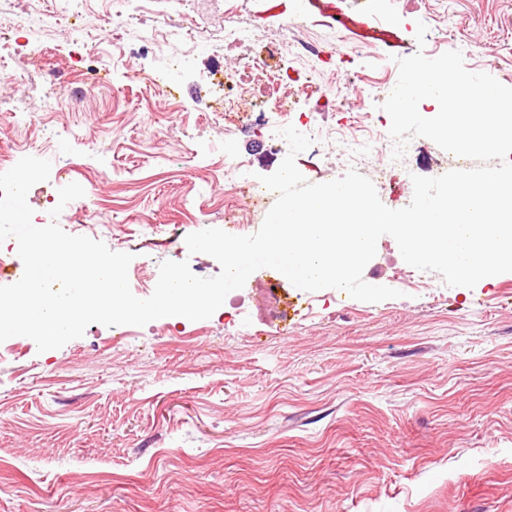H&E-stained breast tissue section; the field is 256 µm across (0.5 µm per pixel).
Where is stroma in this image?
I'll return each mask as SVG.
<instances>
[{
  "instance_id": "35a3bbf8",
  "label": "stroma",
  "mask_w": 512,
  "mask_h": 512,
  "mask_svg": "<svg viewBox=\"0 0 512 512\" xmlns=\"http://www.w3.org/2000/svg\"><path fill=\"white\" fill-rule=\"evenodd\" d=\"M245 18L322 46L303 69L327 88L397 75L396 58L418 47L461 51L465 66L512 87V0H241ZM122 0H90L86 36L60 34L23 77L0 64V143L46 144L45 159L69 167L95 202L96 238L159 266L188 261L199 277L220 273L211 256L175 253L167 234L202 230L234 180L269 175L283 157L254 123L225 137L213 122L215 88L200 76L259 55L254 43L227 47L224 0H193L189 14L111 16ZM424 22V43L416 24ZM193 28L201 52L164 69L144 32ZM146 73L128 79L127 67ZM84 90L68 110L49 109L46 85ZM179 90L178 101L159 86ZM36 117L12 126L6 113ZM328 130L388 131L390 117L349 96L329 111L299 103ZM75 122L84 144L57 136ZM400 158L389 208L407 206L410 174L432 176L449 155L418 137ZM277 270L255 271L243 288L199 321L88 326L63 347L38 352L16 336L0 343V512H512V273L474 288L446 286L435 272L405 265L382 236L364 280L400 295L377 303L326 288L284 283L277 300L259 295ZM425 276L428 287L413 285Z\"/></svg>"
}]
</instances>
